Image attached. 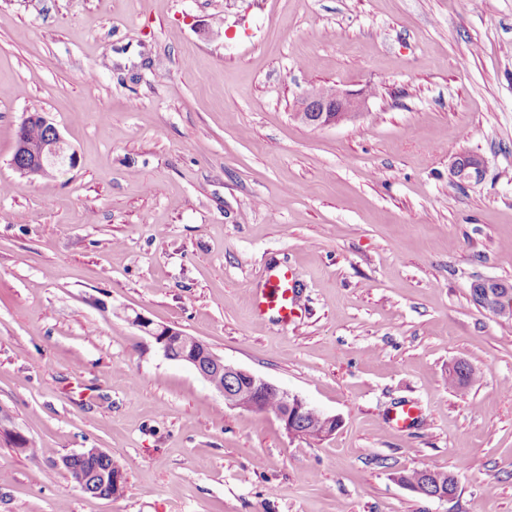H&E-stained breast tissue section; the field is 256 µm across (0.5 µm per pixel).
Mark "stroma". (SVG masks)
I'll list each match as a JSON object with an SVG mask.
<instances>
[{
	"instance_id": "1",
	"label": "stroma",
	"mask_w": 512,
	"mask_h": 512,
	"mask_svg": "<svg viewBox=\"0 0 512 512\" xmlns=\"http://www.w3.org/2000/svg\"><path fill=\"white\" fill-rule=\"evenodd\" d=\"M313 87L366 107L306 125ZM28 112L74 168H12ZM1 183L0 412L38 451L0 434V512H512V323L471 295L512 284V0H0ZM285 271L287 325L247 297ZM135 313L336 431L227 406ZM409 402L422 423L388 425ZM83 448L123 495L51 470ZM484 173V161L478 155L457 157L451 165V174L458 184L478 181ZM114 471L111 474V479H102L99 476V482L94 483V491L93 493H85L94 498L101 499H112L114 497H118L122 495L125 491V481L121 482L124 479L123 472L118 465H114ZM112 481L114 483H112ZM116 483V484H115ZM119 484V485H117ZM433 471H435V472H433L432 474H430L428 476V480L432 484L428 480H422L420 482L408 483L401 478V475H397L395 477V479H396L397 483L400 484L401 486H403V487L407 488L408 490L413 491L421 496L428 497V498H438L440 500H452L455 497L454 495L456 492L448 494V491L447 492L442 491V480L437 481V479H440L441 473H445V472L438 471V470H433ZM436 481H437V490H436V486L433 485V484L436 485Z\"/></svg>"
}]
</instances>
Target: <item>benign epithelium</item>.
<instances>
[{
	"instance_id": "1",
	"label": "benign epithelium",
	"mask_w": 512,
	"mask_h": 512,
	"mask_svg": "<svg viewBox=\"0 0 512 512\" xmlns=\"http://www.w3.org/2000/svg\"><path fill=\"white\" fill-rule=\"evenodd\" d=\"M362 108V100L335 89L322 90L312 88L303 93L298 104L297 118L314 127L334 125L347 119ZM39 123L48 130L46 137L38 142L31 141L26 128ZM76 153L71 151L58 127L42 112H30L22 119L13 153V169L23 176H40L61 171L76 165ZM484 173V161L478 155H465L456 158L451 165V174L459 184L478 181ZM127 320L143 333L150 336L163 356L171 361L184 363L192 367L204 380L224 378V386L217 392L224 397V403L232 408L246 411L267 412L266 399L275 395L282 409L275 417L286 432L292 436L308 437L317 431L308 427V416L316 412L305 400L282 389L263 377L238 366L228 364L224 357L200 339L185 332L167 326H154V323L140 314L127 317ZM322 428L319 433L326 438L331 436L338 426L337 418L320 413ZM111 456L102 448H84L78 452L63 455L55 460V467L70 471V462L74 458H83L95 462L99 457ZM401 486L428 498L451 500L454 494L442 491V481L433 485L427 480L408 483L396 476Z\"/></svg>"
}]
</instances>
